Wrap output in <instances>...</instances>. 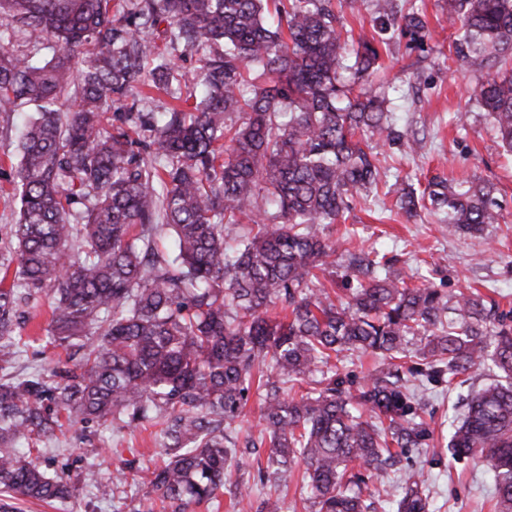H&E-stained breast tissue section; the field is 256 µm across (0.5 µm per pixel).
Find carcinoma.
<instances>
[{
    "mask_svg": "<svg viewBox=\"0 0 512 512\" xmlns=\"http://www.w3.org/2000/svg\"><path fill=\"white\" fill-rule=\"evenodd\" d=\"M362 2L379 33L428 36L414 8ZM446 7L457 27L449 59L484 74L477 101L512 152V0ZM4 18L54 54L0 50V112L37 106L17 145L19 219L0 243V266L17 263L10 286L0 279V362L18 353V307L42 293L50 343L82 357L0 382V492L63 502L76 480L103 497L126 481L122 470L110 486L92 469L51 475L30 459L64 415L72 428H156L165 451L138 469L140 483L173 512L222 490L281 512L272 479L300 463L314 512H429L411 470L367 496L363 485L394 457L435 447L428 386L489 361L496 380L467 395L448 451L484 462L495 512H512V310L408 282L386 254L329 237L355 198L377 192L373 139L399 137L386 97L345 77L376 66V40L343 39L332 0H0ZM160 18L172 44L202 52L194 74L175 58L156 63L145 30ZM189 86L199 95L186 108ZM146 88L177 104L144 111ZM427 189L405 192L400 209L429 202L451 235L481 236L503 219L490 183ZM242 216L253 227L227 242ZM343 258L355 285L335 301L313 270ZM348 352L383 367L358 382L339 372ZM254 392L269 452L249 482L244 455L257 443L233 425Z\"/></svg>",
    "mask_w": 512,
    "mask_h": 512,
    "instance_id": "1",
    "label": "carcinoma"
}]
</instances>
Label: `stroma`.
<instances>
[{"label":"stroma","instance_id":"1","mask_svg":"<svg viewBox=\"0 0 512 512\" xmlns=\"http://www.w3.org/2000/svg\"><path fill=\"white\" fill-rule=\"evenodd\" d=\"M424 16L429 36L423 46H410L408 39H393L382 53L380 66L370 79L389 87L388 108L400 132L399 140L379 144L377 150L385 171L373 202L355 200L347 220L331 225L333 238L351 233L356 247H374L394 259L403 277H429L450 294L479 290L512 307V155L500 146L491 123L479 107L475 92L481 73L456 71L448 58L456 36L449 27L444 0H409ZM32 106L16 112H0V240L8 239L17 220L18 204L10 198L11 175L17 162L16 145L23 119ZM467 113L458 122L457 113ZM420 138L419 154H408L405 142ZM434 177L471 178L491 182L504 205V218L481 238L445 233L436 215L410 217L399 212L396 199L407 184H427ZM19 320L23 335L36 337L34 347L22 349L6 373L22 378L41 364L58 363L56 349L45 334L50 321V299L41 297L22 305ZM492 371L480 368L470 373L469 383L459 391L447 385L430 387L428 421L433 429L458 416V394L489 383ZM154 430L137 427L113 432L111 424L93 421L78 433H66L43 445L37 461L47 471L94 468L101 481H111L117 467H126L131 479L114 498L104 499L91 486H79L64 502L45 504L15 501L16 512H146L147 489L133 481L140 463L156 457ZM430 489V512H494L495 488L491 472L477 460L453 461L447 449L418 458L414 464Z\"/></svg>","mask_w":512,"mask_h":512}]
</instances>
